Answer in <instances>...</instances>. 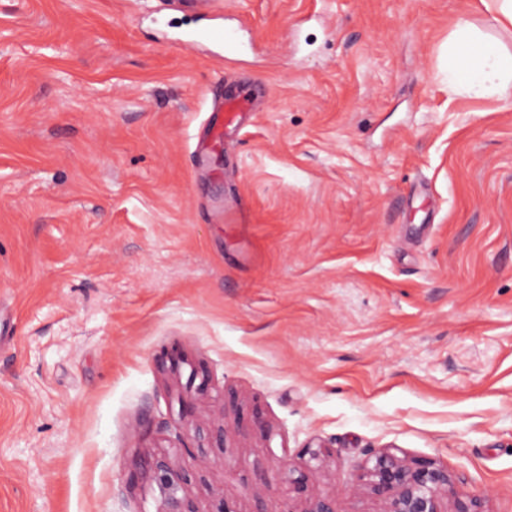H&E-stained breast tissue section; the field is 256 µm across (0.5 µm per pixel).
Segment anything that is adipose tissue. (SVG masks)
Returning a JSON list of instances; mask_svg holds the SVG:
<instances>
[{
  "mask_svg": "<svg viewBox=\"0 0 512 512\" xmlns=\"http://www.w3.org/2000/svg\"><path fill=\"white\" fill-rule=\"evenodd\" d=\"M476 8L489 26L457 24L448 40V75L471 96L507 95L512 92V49L497 34L512 31V0H476Z\"/></svg>",
  "mask_w": 512,
  "mask_h": 512,
  "instance_id": "adipose-tissue-1",
  "label": "adipose tissue"
}]
</instances>
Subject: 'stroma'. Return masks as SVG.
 Listing matches in <instances>:
<instances>
[{
  "mask_svg": "<svg viewBox=\"0 0 512 512\" xmlns=\"http://www.w3.org/2000/svg\"><path fill=\"white\" fill-rule=\"evenodd\" d=\"M240 16L246 62L173 42ZM463 19L0 0V512H159L161 453L202 512H281L316 444L337 512L381 449L512 512V95L449 87ZM219 76L250 106L199 161Z\"/></svg>",
  "mask_w": 512,
  "mask_h": 512,
  "instance_id": "obj_1",
  "label": "stroma"
}]
</instances>
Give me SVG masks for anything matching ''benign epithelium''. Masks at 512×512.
Wrapping results in <instances>:
<instances>
[{
    "label": "benign epithelium",
    "instance_id": "benign-epithelium-1",
    "mask_svg": "<svg viewBox=\"0 0 512 512\" xmlns=\"http://www.w3.org/2000/svg\"><path fill=\"white\" fill-rule=\"evenodd\" d=\"M303 455L307 460L300 466L286 460L278 466V475L286 478L301 496L302 508L290 502L279 512H336V498L309 493L310 483L325 467V451L309 445ZM153 465L160 473L164 494L159 512H200L190 498L178 495L182 486L191 481L189 473L168 456L156 459ZM350 486L377 503V512H482L478 501L459 497L455 499V510H448L453 478L447 468L429 459H402L387 450L374 453L372 465L355 470Z\"/></svg>",
    "mask_w": 512,
    "mask_h": 512
}]
</instances>
